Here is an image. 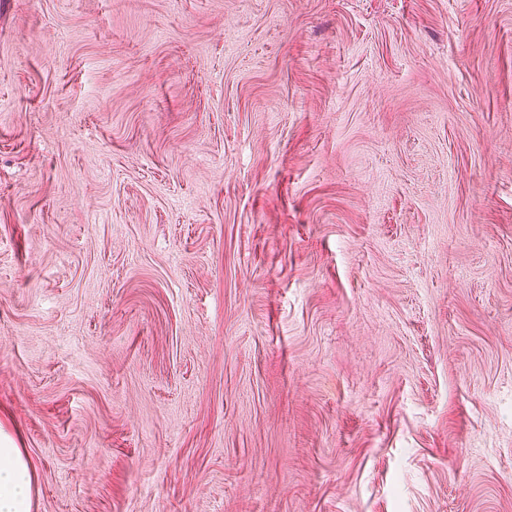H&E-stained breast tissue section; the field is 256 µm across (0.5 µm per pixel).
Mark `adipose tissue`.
<instances>
[{"label": "adipose tissue", "instance_id": "obj_1", "mask_svg": "<svg viewBox=\"0 0 512 512\" xmlns=\"http://www.w3.org/2000/svg\"><path fill=\"white\" fill-rule=\"evenodd\" d=\"M35 473L20 449L0 443V512H31Z\"/></svg>", "mask_w": 512, "mask_h": 512}]
</instances>
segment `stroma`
Here are the masks:
<instances>
[{"label": "stroma", "instance_id": "stroma-1", "mask_svg": "<svg viewBox=\"0 0 512 512\" xmlns=\"http://www.w3.org/2000/svg\"><path fill=\"white\" fill-rule=\"evenodd\" d=\"M0 432L31 512H512V0H0Z\"/></svg>", "mask_w": 512, "mask_h": 512}]
</instances>
